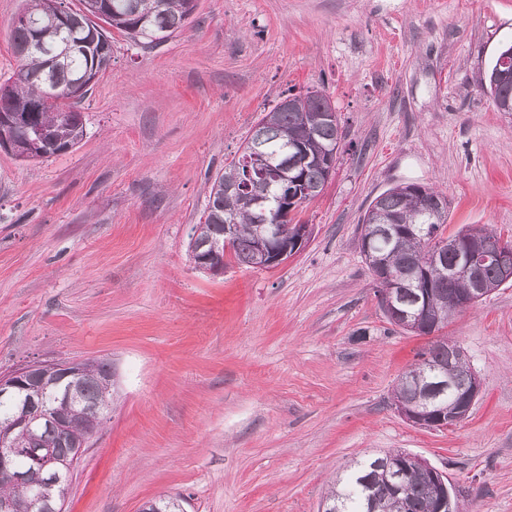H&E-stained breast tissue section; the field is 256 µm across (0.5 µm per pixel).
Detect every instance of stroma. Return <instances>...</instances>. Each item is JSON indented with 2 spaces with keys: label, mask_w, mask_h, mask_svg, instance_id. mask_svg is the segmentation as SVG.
Listing matches in <instances>:
<instances>
[{
  "label": "stroma",
  "mask_w": 512,
  "mask_h": 512,
  "mask_svg": "<svg viewBox=\"0 0 512 512\" xmlns=\"http://www.w3.org/2000/svg\"><path fill=\"white\" fill-rule=\"evenodd\" d=\"M512 41V0H196L154 47L112 35L72 150L0 149V372L106 359L118 383L65 512H321L389 450L452 478L461 512H512V286L442 330L480 393L422 428L394 410L431 341L388 323L358 247L375 197L444 194L451 236L512 237V112L479 85ZM320 91L342 137L288 262L197 270L210 180L287 93Z\"/></svg>",
  "instance_id": "1"
}]
</instances>
